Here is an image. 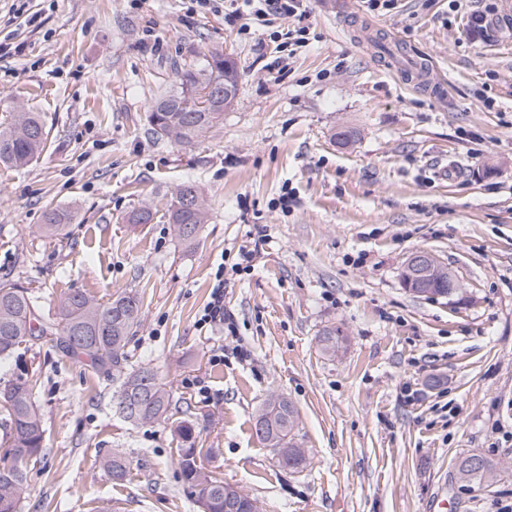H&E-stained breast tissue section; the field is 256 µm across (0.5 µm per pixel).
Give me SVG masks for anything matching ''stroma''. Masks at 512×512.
Here are the masks:
<instances>
[{"label": "stroma", "instance_id": "obj_1", "mask_svg": "<svg viewBox=\"0 0 512 512\" xmlns=\"http://www.w3.org/2000/svg\"><path fill=\"white\" fill-rule=\"evenodd\" d=\"M307 5L277 21L310 28L287 53L190 0H0V42L17 48L0 57V125L21 108L48 131L29 166H0V282H23L47 313L69 293H137L130 365L154 367L176 417L198 423L203 466L265 512H428L436 497L495 512L512 500V0ZM476 10L490 13L481 32ZM388 36L447 97L391 70ZM214 48L240 75L223 120L191 146L155 133L154 99ZM188 180L209 211L190 247L168 220ZM144 208L151 221L130 224ZM54 209L74 219L48 237ZM243 248L248 268L217 277ZM418 250L452 270L465 303L404 287ZM219 285L229 329L201 320ZM327 328L347 337L333 358ZM21 373L48 451L18 512H201L171 425L121 418L110 376L47 339L0 360L1 386ZM273 393L299 413L302 471L255 433ZM115 450L131 462L120 483L101 465ZM470 453L496 483L458 488Z\"/></svg>", "mask_w": 512, "mask_h": 512}]
</instances>
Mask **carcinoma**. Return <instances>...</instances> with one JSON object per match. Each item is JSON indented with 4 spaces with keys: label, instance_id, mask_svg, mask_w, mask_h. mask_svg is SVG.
<instances>
[{
    "label": "carcinoma",
    "instance_id": "1",
    "mask_svg": "<svg viewBox=\"0 0 512 512\" xmlns=\"http://www.w3.org/2000/svg\"><path fill=\"white\" fill-rule=\"evenodd\" d=\"M239 72L235 62L219 51L199 55L195 66L178 73L176 87L160 94L147 115L152 129L180 143L196 142L224 114V87L238 91ZM46 128L35 112H18L5 127H0V165L22 168L44 149ZM169 220L175 224L179 240L185 245L196 242L201 225L208 221V209L197 185L183 183L169 207ZM72 223L66 210H54L46 216L42 231L59 235ZM141 299L124 293L101 302L86 293H69L60 302L56 317L44 315L39 297L15 282H0V359L13 356L26 340L47 336L69 357L94 368L112 372L119 383L116 404L128 401L137 414V423L153 424L172 418V395L150 367L128 365L126 347L140 324ZM328 356L336 355L346 337L337 328L327 329L319 338ZM0 409L10 423L8 449L0 455V512H17V505L28 487V463L38 460L45 448V429L33 396L30 380L19 375L0 393ZM298 413L284 396L270 397L259 410L255 422L257 437L275 453L278 464L300 471L308 462L307 450L294 443ZM196 421H176L180 439L178 464L184 483L198 496L203 512H224V501H238V512H260L258 500L250 497L224 478L203 469L202 456L209 449L197 447ZM104 468L114 480H123L130 461L120 451L104 460ZM456 479L468 488L480 487L497 478L491 462L479 455L459 458Z\"/></svg>",
    "mask_w": 512,
    "mask_h": 512
}]
</instances>
